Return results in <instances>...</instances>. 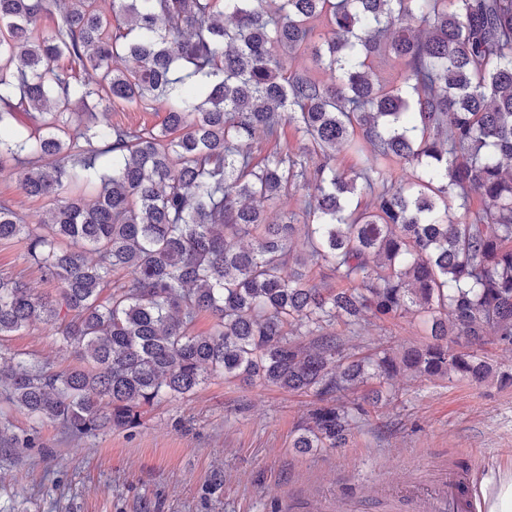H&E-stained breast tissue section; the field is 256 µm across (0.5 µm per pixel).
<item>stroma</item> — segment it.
I'll use <instances>...</instances> for the list:
<instances>
[{
  "mask_svg": "<svg viewBox=\"0 0 512 512\" xmlns=\"http://www.w3.org/2000/svg\"><path fill=\"white\" fill-rule=\"evenodd\" d=\"M0 200L32 219L48 208L11 167L0 170ZM0 276L38 294L51 288L18 239L0 241ZM426 341L409 318L343 334L359 356ZM9 347L56 368L74 362L39 322ZM394 388L397 401L359 421L337 449L292 445L312 397L220 375L147 409L138 428L88 440L32 424L0 398V512H395L382 487L434 483L464 456L481 460L476 493L512 473V386L401 374ZM14 434L34 435L33 447L9 444Z\"/></svg>",
  "mask_w": 512,
  "mask_h": 512,
  "instance_id": "obj_1",
  "label": "stroma"
}]
</instances>
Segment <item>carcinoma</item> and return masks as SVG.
<instances>
[{"mask_svg":"<svg viewBox=\"0 0 512 512\" xmlns=\"http://www.w3.org/2000/svg\"><path fill=\"white\" fill-rule=\"evenodd\" d=\"M303 54L336 81L283 73ZM379 56L403 61L398 81L374 78ZM117 101L161 127L75 122ZM284 125L298 151L256 157ZM7 163L50 205L33 224L0 202V241L25 240L56 285L0 277V383L36 424L135 429L222 375L313 394L293 447L342 448L401 373L512 382L484 355L512 349V0H0ZM292 188L303 209L270 217ZM413 315L431 341L402 353L353 359L333 332ZM35 322L77 364L7 347Z\"/></svg>","mask_w":512,"mask_h":512,"instance_id":"cac0c4a2","label":"carcinoma"}]
</instances>
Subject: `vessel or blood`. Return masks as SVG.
<instances>
[{"label": "vessel or blood", "instance_id": "obj_1", "mask_svg": "<svg viewBox=\"0 0 512 512\" xmlns=\"http://www.w3.org/2000/svg\"><path fill=\"white\" fill-rule=\"evenodd\" d=\"M477 464V457L463 458L429 491L409 493L401 512H464L472 497L468 474Z\"/></svg>", "mask_w": 512, "mask_h": 512}]
</instances>
